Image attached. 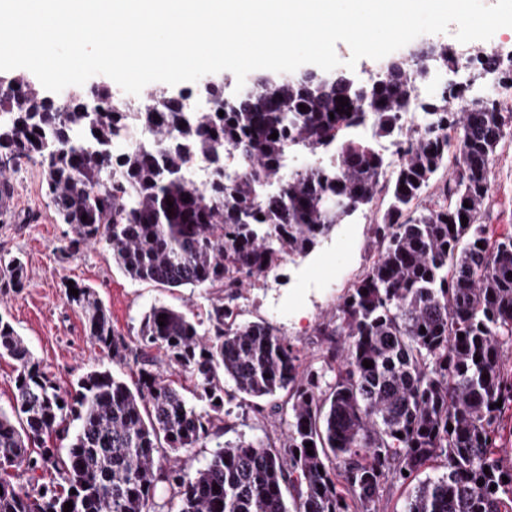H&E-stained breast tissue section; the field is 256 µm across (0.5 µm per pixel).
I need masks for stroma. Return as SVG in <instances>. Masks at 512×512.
Masks as SVG:
<instances>
[{"label": "stroma", "mask_w": 512, "mask_h": 512, "mask_svg": "<svg viewBox=\"0 0 512 512\" xmlns=\"http://www.w3.org/2000/svg\"><path fill=\"white\" fill-rule=\"evenodd\" d=\"M8 176L14 185L10 213L0 218V257L20 258L25 266L21 289L0 288V316L6 318L40 361L44 370L62 388L93 365L112 369L132 380V367L115 366L94 350L80 310L68 302L69 283L94 288L108 309L114 328L135 339L146 311L164 303L189 314L203 312L199 292L189 288L169 289L130 279L113 263L112 255L99 246H87L79 254H61L71 231L59 222L46 195L39 165L21 164ZM491 201L483 215L485 223L499 232L512 231V143H505L491 163ZM386 206L378 199L374 211L357 213L336 228L343 246L335 251L321 246L302 264H282L255 284L239 292L241 320L266 321L278 327L301 351L306 362H317L320 338L317 330L329 320L340 297L373 261L379 243L374 223ZM227 429L205 447L178 456L180 466L193 471L203 467L216 442L265 436L279 438L287 430L284 414L273 412L270 402L261 409L251 403L233 408L226 416Z\"/></svg>", "instance_id": "stroma-1"}]
</instances>
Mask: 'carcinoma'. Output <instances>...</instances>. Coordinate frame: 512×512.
I'll list each match as a JSON object with an SVG mask.
<instances>
[{
    "instance_id": "cac0c4a2",
    "label": "carcinoma",
    "mask_w": 512,
    "mask_h": 512,
    "mask_svg": "<svg viewBox=\"0 0 512 512\" xmlns=\"http://www.w3.org/2000/svg\"><path fill=\"white\" fill-rule=\"evenodd\" d=\"M425 60L457 67L447 45L431 43L367 85L342 75L266 79L231 104L214 85L212 112H187L184 96L157 89L121 112L106 87L94 92L98 111L87 112L80 90L61 108L32 81H0L8 116L0 216L13 195L6 171L36 161L72 232L65 254L98 244L133 280L208 295L201 317L151 306L133 346L96 291L73 285L78 295L68 301L93 347L115 365L133 361L132 385L96 367L61 389L0 316V357L19 364L13 414L0 411V512H64L69 501L72 512H380L384 492L410 484L405 512H512L501 437L504 416L512 418V366L503 360L512 346V233L480 222L512 108L456 83L411 100ZM340 96L348 115L336 111ZM413 107L431 131L399 144L390 172L356 132L369 126L387 137ZM136 128L151 130V144L115 153ZM295 149L328 162L292 170ZM232 154L246 161L244 172L224 166ZM196 163L209 173L204 189L187 179ZM447 168L457 178L426 201ZM381 192L378 254L318 329L319 366L303 364L267 322L239 320L233 301L243 282L286 257L306 258ZM23 274L20 259L0 258V288L22 287ZM164 364L191 386L176 387ZM281 395L285 437L218 442L194 472L169 464L222 430L224 406ZM54 437L67 444H47ZM436 463L441 476L419 479Z\"/></svg>"
}]
</instances>
